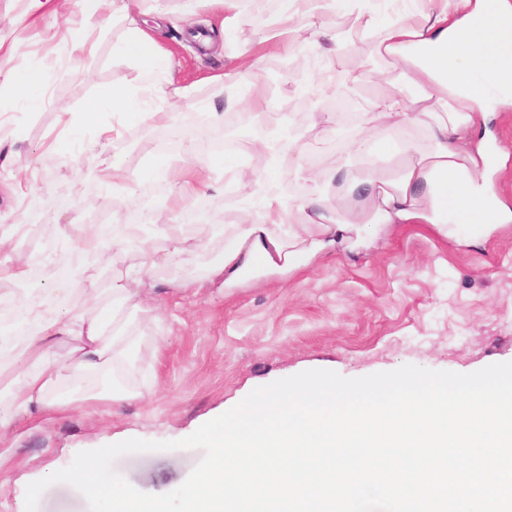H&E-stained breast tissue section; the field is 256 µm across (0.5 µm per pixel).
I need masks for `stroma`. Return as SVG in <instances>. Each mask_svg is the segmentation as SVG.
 <instances>
[{
  "label": "stroma",
  "mask_w": 512,
  "mask_h": 512,
  "mask_svg": "<svg viewBox=\"0 0 512 512\" xmlns=\"http://www.w3.org/2000/svg\"><path fill=\"white\" fill-rule=\"evenodd\" d=\"M277 5V0H262L258 8L244 7L239 26L224 35L213 31L205 13L182 28L168 25L151 15V0H144L146 30L172 54L176 81L193 85L194 91L187 98L160 101L156 114L138 124H125L110 112L100 115V125L113 130L104 148L127 172L130 192L118 200L100 191L93 172L95 129L81 127L79 146L66 153L48 146L70 135L58 105L78 112L99 86L137 80L140 63L114 50L125 37L123 26L106 16L79 25L94 52L74 66L54 34L66 29L75 4L51 0L35 23L20 30L13 19L24 11L25 0H0V43H22L18 54L0 55V71L44 61L54 73L50 101L34 112L17 109L0 89V123L14 129L0 145V236L12 250L37 253L48 238L59 242V257L78 256L96 215H109L118 224L124 214L141 208L149 186L144 170L158 158L176 167L211 164L213 187L202 198L211 204L219 228L206 252L156 261L154 250L171 221L168 197L174 188L167 185L146 232L148 248L118 244L104 250L97 269L102 283L145 263L161 297L160 304H146L133 317L135 361L122 381L135 396L114 405L92 403L49 421L35 410L15 412L10 427L0 432V512H25L27 485L46 471L67 467L78 452L130 438H185L255 388L306 370L356 378L413 364L472 373L512 361V223L495 225L477 245L459 243L430 224H395L374 246L324 254L284 276L257 271L224 290L205 280L204 269L219 256L225 232L245 223L250 209L246 202L228 199L225 169L215 155L201 149L191 156L159 152L156 133L168 121L193 120L201 105L243 118L252 84L266 86L285 103L303 86L319 82L317 67L295 77L280 72L284 54L269 47L261 51L247 83L225 89L206 83V76L223 72L230 56L259 41L276 18ZM200 33L209 35V45L197 41ZM373 70V81L341 94L356 112L371 111L373 101L389 89L388 63L374 60ZM297 127L304 153L282 164L286 188L299 184V171L310 168L309 156L319 157L322 172L335 171L348 157L334 149L337 136L354 134L323 104L307 111ZM490 128L504 150L495 191L512 208V112L496 113ZM20 170L32 173L41 193L39 217L14 196L13 175ZM30 223L35 234L12 230ZM187 279L197 280V289L178 293L174 282ZM202 456L198 449L130 453L113 467L139 490L163 494L180 486Z\"/></svg>",
  "instance_id": "35a3bbf8"
}]
</instances>
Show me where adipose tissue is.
Segmentation results:
<instances>
[{
  "mask_svg": "<svg viewBox=\"0 0 512 512\" xmlns=\"http://www.w3.org/2000/svg\"><path fill=\"white\" fill-rule=\"evenodd\" d=\"M397 7L379 22L372 0H279V31L263 35L283 52L295 49L288 27L304 14L317 40L307 52L331 61L346 51V42L322 27L327 16H355L363 35L373 38L374 56L387 59L398 77L373 111L364 113L362 133L351 142V158L361 159L377 139L389 140L396 130L421 129L429 143L421 149L409 142L399 151L393 170H367L355 176L348 165L334 174L306 175V192L286 197L280 189L278 160L300 149L299 134L261 136L250 149L268 156L263 174L249 181L255 212L228 236L208 278L221 286L237 283L246 269L257 267L276 275L297 267L304 258L323 252H345L368 243L393 224H434L445 227L451 212L467 205L479 231L490 223L512 222V209L496 204L492 221L481 218L492 189L496 156L490 143L475 139L478 122L493 106L512 104V0H395ZM84 19L110 8L124 22L128 35L117 50L142 64L133 86H105L87 101L80 121L96 122L107 111L137 122L149 115L161 94L187 97L189 85H169L172 60L142 27L140 0H77ZM16 106L32 112L43 106L51 84L49 72L34 64L4 77ZM147 178L176 187L173 210L186 209L210 185V171L186 165L161 164ZM298 221L287 224V215ZM101 225L86 237L80 265L60 264L53 289H30L19 298L21 327L0 329V350L26 363L21 375L0 385V429L8 426L11 409L32 405L51 412L77 409L79 401L109 404L128 397L113 381L134 362L133 338L127 332L132 315L149 300L144 273L131 270L102 291L92 274L110 241ZM82 292L87 306L78 311L48 303L49 294ZM67 342L68 356L59 361L52 350Z\"/></svg>",
  "mask_w": 512,
  "mask_h": 512,
  "instance_id": "adipose-tissue-1",
  "label": "adipose tissue"
}]
</instances>
